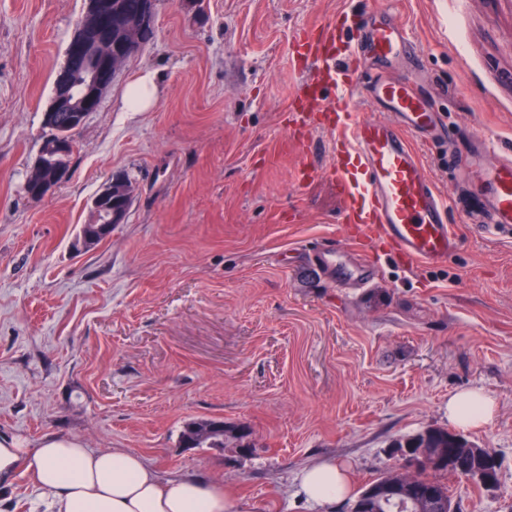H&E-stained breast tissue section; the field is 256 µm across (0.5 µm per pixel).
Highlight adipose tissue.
Instances as JSON below:
<instances>
[{"label": "adipose tissue", "instance_id": "adipose-tissue-1", "mask_svg": "<svg viewBox=\"0 0 512 512\" xmlns=\"http://www.w3.org/2000/svg\"><path fill=\"white\" fill-rule=\"evenodd\" d=\"M495 413V402L479 391L448 400V417L476 429ZM53 496L58 512H244L219 482L185 475L160 479L138 454L124 448L94 450L70 437L48 435L33 448L0 438V487H9L17 462ZM298 492L317 512H334L351 492L346 469L317 462L300 474Z\"/></svg>", "mask_w": 512, "mask_h": 512}]
</instances>
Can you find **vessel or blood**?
<instances>
[{"instance_id": "vessel-or-blood-1", "label": "vessel or blood", "mask_w": 512, "mask_h": 512, "mask_svg": "<svg viewBox=\"0 0 512 512\" xmlns=\"http://www.w3.org/2000/svg\"><path fill=\"white\" fill-rule=\"evenodd\" d=\"M364 44L345 52L344 64L359 69L375 63L379 70L372 83L361 86L339 77L336 56L326 50H309L316 68L313 85L335 88L337 108L368 98L373 117L356 118L340 145L345 153L333 171L347 199L346 221L374 230L391 242L406 262L434 265L445 261L457 244L448 222V203L437 189L413 147L414 141L435 137L443 117L434 112L415 83L394 76L390 67L415 61L416 45L396 19L361 17ZM464 179L474 181L479 205L471 222L481 233L512 240V157L498 153L493 140L478 135L471 156L460 165ZM320 274L336 285L370 286L378 276L374 261L349 265L343 248L327 244L311 256Z\"/></svg>"}]
</instances>
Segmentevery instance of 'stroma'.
Returning a JSON list of instances; mask_svg holds the SVG:
<instances>
[{
	"mask_svg": "<svg viewBox=\"0 0 512 512\" xmlns=\"http://www.w3.org/2000/svg\"><path fill=\"white\" fill-rule=\"evenodd\" d=\"M87 0H0V437L48 434L126 448L161 477L193 474L247 512H314L297 478L321 460L361 488L396 440L449 428L448 399L493 398L464 436L500 463L498 487L452 484L459 512H512V242L472 229L446 263L409 266L344 224L329 120L301 86L308 26L357 13L402 21L420 89L457 152L476 133L512 152V0H154L152 34L72 133L69 177L25 192L44 112ZM153 73L146 112L129 85ZM115 173L126 223L86 246L92 197ZM331 241L374 257L368 288H339L309 257ZM222 419L252 449L185 448L186 422ZM0 512H53L25 468ZM135 186L132 180L122 174L120 182L112 184V195L107 199V203L112 204V210H124L127 207L129 201L128 215L133 204L134 197L131 196V192Z\"/></svg>",
	"mask_w": 512,
	"mask_h": 512,
	"instance_id": "1",
	"label": "stroma"
}]
</instances>
